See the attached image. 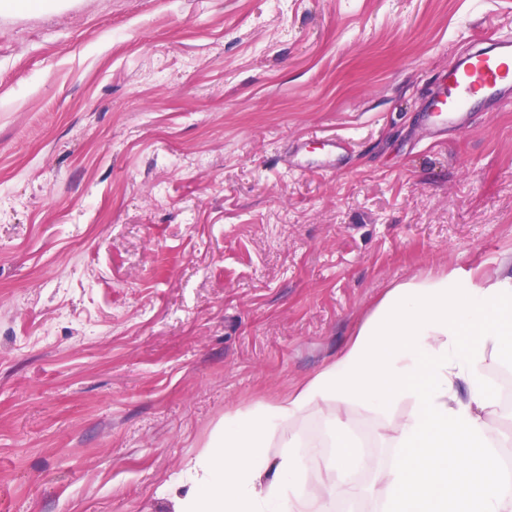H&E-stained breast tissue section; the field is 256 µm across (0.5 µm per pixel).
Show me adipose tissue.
Returning a JSON list of instances; mask_svg holds the SVG:
<instances>
[{"instance_id": "adipose-tissue-1", "label": "adipose tissue", "mask_w": 512, "mask_h": 512, "mask_svg": "<svg viewBox=\"0 0 512 512\" xmlns=\"http://www.w3.org/2000/svg\"><path fill=\"white\" fill-rule=\"evenodd\" d=\"M495 358L512 362V250L490 273L452 267L394 284L334 361L285 397L225 414L187 480L160 491L176 512H330L362 493L336 478L359 464L350 418L335 413V452L314 489L306 443L291 426L321 406L358 401L382 418L395 450L390 463L364 465L380 512H512V487L492 466L490 423L502 406L485 369ZM402 402L412 411L398 421L391 413Z\"/></svg>"}]
</instances>
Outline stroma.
I'll use <instances>...</instances> for the list:
<instances>
[{
    "label": "stroma",
    "mask_w": 512,
    "mask_h": 512,
    "mask_svg": "<svg viewBox=\"0 0 512 512\" xmlns=\"http://www.w3.org/2000/svg\"><path fill=\"white\" fill-rule=\"evenodd\" d=\"M512 0L0 11V512H175L226 411L387 288L512 249V97L425 125ZM348 149L317 174L325 139ZM318 483L328 411L293 425Z\"/></svg>",
    "instance_id": "stroma-1"
}]
</instances>
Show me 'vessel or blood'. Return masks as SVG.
<instances>
[{
    "label": "vessel or blood",
    "mask_w": 512,
    "mask_h": 512,
    "mask_svg": "<svg viewBox=\"0 0 512 512\" xmlns=\"http://www.w3.org/2000/svg\"><path fill=\"white\" fill-rule=\"evenodd\" d=\"M512 92V43L492 42L469 53L448 75L445 88L425 107L427 116L461 111L476 101H495Z\"/></svg>",
    "instance_id": "obj_1"
}]
</instances>
